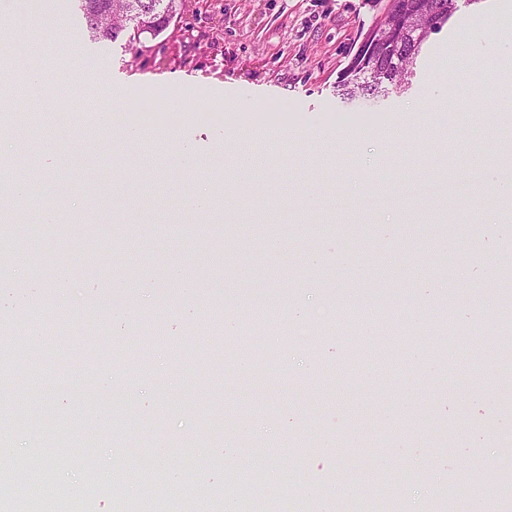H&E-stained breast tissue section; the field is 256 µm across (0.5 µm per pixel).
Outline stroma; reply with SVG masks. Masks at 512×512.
I'll use <instances>...</instances> for the list:
<instances>
[{
    "instance_id": "35a3bbf8",
    "label": "stroma",
    "mask_w": 512,
    "mask_h": 512,
    "mask_svg": "<svg viewBox=\"0 0 512 512\" xmlns=\"http://www.w3.org/2000/svg\"><path fill=\"white\" fill-rule=\"evenodd\" d=\"M54 6L67 25L56 67L32 43L9 50L21 65L39 64L42 77L16 102L0 158L29 178L19 224L47 219L49 237L36 251L12 238L0 255V318L26 341L29 325L53 312L54 329L41 327L33 350L66 382L33 386L39 417H0V447L12 448L15 463L40 456L45 482L73 490L71 512H122L143 461L171 499L204 498L210 512H224L213 489L236 498L224 473L252 448L300 512L353 499V460L372 494L396 495L401 512L434 498L441 479L454 481L463 503L477 491L474 469L494 476L511 467L497 437L512 429V384L503 381L512 360L485 355L512 313V210L498 161L499 147L512 144V69L502 65L512 0H458L401 88L353 100L338 81L377 14L373 0H177L160 35L131 46L93 39L75 0ZM465 39L473 67L442 74ZM76 65L80 79L67 85ZM67 86L72 133L50 153L56 93ZM147 88L179 92L169 120L149 117ZM217 94L221 110L197 118ZM242 103L252 106L251 148L262 165L235 182L224 152ZM102 107L117 120L89 156L85 132ZM280 129L289 133L284 155L268 140ZM451 165L480 168L469 197L413 193L412 181L441 180ZM203 190L209 206L186 207ZM274 240L282 254L268 253ZM82 250L88 263L62 264ZM449 253L456 261L446 275ZM177 266L200 285L196 298L174 278ZM63 269L64 306L50 290ZM325 303L335 320L299 340L290 309ZM159 320L165 346L153 337ZM444 320L457 337L449 347L437 341ZM273 335L278 360L259 365ZM228 375L235 410L224 407ZM53 420L71 432L64 459L45 428ZM133 440L137 458L121 452ZM90 459L97 472L121 473L91 501Z\"/></svg>"
}]
</instances>
